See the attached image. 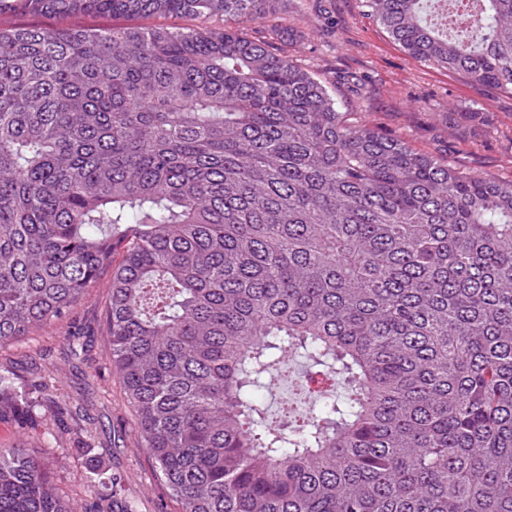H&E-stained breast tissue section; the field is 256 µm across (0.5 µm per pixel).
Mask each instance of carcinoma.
Segmentation results:
<instances>
[{"label": "carcinoma", "instance_id": "obj_1", "mask_svg": "<svg viewBox=\"0 0 512 512\" xmlns=\"http://www.w3.org/2000/svg\"><path fill=\"white\" fill-rule=\"evenodd\" d=\"M439 2L363 0L408 57L512 95V0ZM275 3L0 0V343L110 274L112 368L182 512H512V180L341 111ZM186 14L224 26L76 23ZM296 357L310 406L271 420L256 393ZM58 391L0 373V418ZM87 492L137 512L98 465ZM0 512L74 509L16 447Z\"/></svg>", "mask_w": 512, "mask_h": 512}]
</instances>
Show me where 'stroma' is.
Masks as SVG:
<instances>
[{"instance_id": "1", "label": "stroma", "mask_w": 512, "mask_h": 512, "mask_svg": "<svg viewBox=\"0 0 512 512\" xmlns=\"http://www.w3.org/2000/svg\"><path fill=\"white\" fill-rule=\"evenodd\" d=\"M276 15L284 48L310 72L336 81L341 109L365 113L383 132L457 168L512 180L511 95L475 89L459 76L412 60L363 14L360 0H279ZM472 110L482 112L483 122L448 120L449 113ZM107 295L108 280L99 278L69 316L24 340L1 344L0 372L22 383L62 376L71 397L70 421L92 429L101 465L120 477L138 512H181L140 446L134 413L112 371ZM77 332L87 344L81 360L68 348ZM20 443L47 464L65 501L87 504L89 464L68 453L52 408L33 418L20 414L0 421V448Z\"/></svg>"}]
</instances>
